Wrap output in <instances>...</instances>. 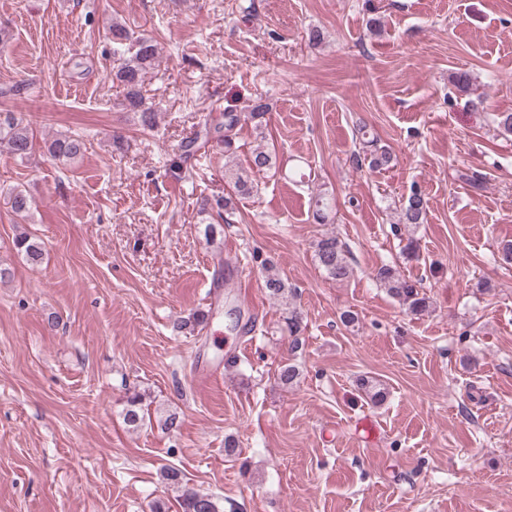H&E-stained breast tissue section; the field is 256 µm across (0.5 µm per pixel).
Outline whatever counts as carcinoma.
Returning <instances> with one entry per match:
<instances>
[{"label":"carcinoma","instance_id":"obj_1","mask_svg":"<svg viewBox=\"0 0 512 512\" xmlns=\"http://www.w3.org/2000/svg\"><path fill=\"white\" fill-rule=\"evenodd\" d=\"M112 42V58L118 62L112 78L120 82L125 90L126 107L141 114L143 125L151 127L155 124V111L144 107L141 86L145 75L153 68L158 57L156 42L143 35H135L125 26L114 23L110 28ZM269 106L262 99H254L242 114L234 109L224 111V128H215L219 133L217 141L224 144V152L233 153V131L241 121V117L250 120L259 129L265 122ZM34 134L30 123L15 116L12 112H0V148L14 159L23 162L28 159L33 150ZM86 150L85 139L79 134H60L48 144V153L58 160H70L81 155ZM367 161L370 169L382 170L389 166L391 154L377 146L373 139L363 141L362 155L355 157L356 162ZM273 167V154L268 149H257L252 153L249 163L251 172L260 173ZM224 177L231 188V193L216 200L218 209L232 212L233 197L250 195L257 189L255 180L245 175L241 170H228ZM9 203L12 212L20 217L26 216L31 207V200L26 191L15 188L10 192ZM428 209L427 200L421 191L413 187L410 194L402 202L399 213V223L404 227L415 228L424 223ZM14 246L25 259L38 264L43 259V243L25 234L15 238ZM315 256L319 266L328 278L344 282L353 273L352 258L345 244L334 236L325 235L315 243ZM264 273V285L269 295L274 299H284L288 294V284L280 276L275 265L270 260L261 262ZM373 279L383 286L387 292L397 299L406 311L414 316L427 313L430 309V298L419 286L405 279L399 270L389 264H382L372 272ZM209 322V313L203 310L193 313L188 318H179L173 322L172 329L178 334L200 332ZM359 390L373 404H380L386 399V391L376 382L366 378L357 380ZM141 407L138 394L127 397L124 420L127 425L136 428L143 421L140 415ZM163 478L171 485L180 489V507L182 512H220L217 500L205 493H200L182 484L181 472L174 467L163 469Z\"/></svg>","mask_w":512,"mask_h":512}]
</instances>
